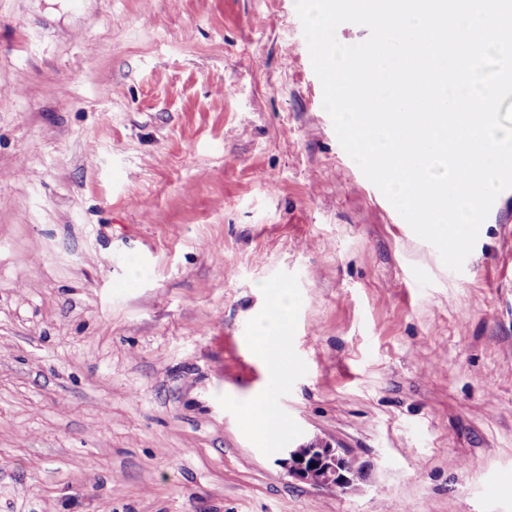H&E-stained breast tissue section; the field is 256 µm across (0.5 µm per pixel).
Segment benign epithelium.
<instances>
[{
  "instance_id": "benign-epithelium-1",
  "label": "benign epithelium",
  "mask_w": 512,
  "mask_h": 512,
  "mask_svg": "<svg viewBox=\"0 0 512 512\" xmlns=\"http://www.w3.org/2000/svg\"><path fill=\"white\" fill-rule=\"evenodd\" d=\"M307 445L308 454L300 458L296 457V449H283L281 463L290 476L317 488H334L340 483L347 489L352 485V479L345 472V461L351 453L341 452L319 439H310ZM320 470L330 474L331 482L317 481L316 473Z\"/></svg>"
}]
</instances>
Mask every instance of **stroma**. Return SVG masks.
<instances>
[{"instance_id":"obj_1","label":"stroma","mask_w":512,"mask_h":512,"mask_svg":"<svg viewBox=\"0 0 512 512\" xmlns=\"http://www.w3.org/2000/svg\"><path fill=\"white\" fill-rule=\"evenodd\" d=\"M1 86L0 512H512V190L446 268L294 0H0ZM311 438L352 490L279 464ZM287 295V289L279 290L271 311L259 320L258 335L254 337L256 351L266 359H273L272 365L275 370L278 369L277 361L284 354V336L277 334L285 327ZM269 393L271 392H266L254 402L248 408V413L256 425L269 434H273L278 422V408L273 402L269 401ZM306 444L309 446L306 456L296 455L295 448H284L282 452L284 457L280 459L288 474L297 480L317 488H336V490H339L341 488L336 487L337 481L343 485L344 490H347L353 483L345 472V461L349 457L348 470L357 478L363 476V463L352 456L350 452H340L338 448H333L330 444L319 439H310ZM296 457H300V460H296ZM311 463H314V467H311ZM320 469L331 476V480L327 484L317 481L315 477ZM332 480H335V484L332 483Z\"/></svg>"}]
</instances>
